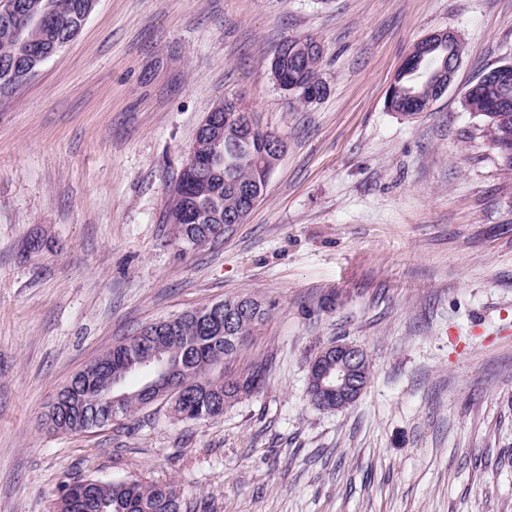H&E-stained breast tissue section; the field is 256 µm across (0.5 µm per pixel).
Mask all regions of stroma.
I'll use <instances>...</instances> for the list:
<instances>
[{
    "label": "stroma",
    "mask_w": 512,
    "mask_h": 512,
    "mask_svg": "<svg viewBox=\"0 0 512 512\" xmlns=\"http://www.w3.org/2000/svg\"><path fill=\"white\" fill-rule=\"evenodd\" d=\"M446 29L465 47L451 87L388 111L413 45ZM303 36L328 91L302 108L270 63ZM508 62L512 0H96L0 99V512H55L77 477L171 479L195 512H512V179L461 106ZM227 97L287 147L244 222L189 248L168 191ZM237 295L272 307L223 368L265 365L259 392L213 421L160 401L49 432L90 361ZM333 341L372 374L330 413L307 374Z\"/></svg>",
    "instance_id": "35a3bbf8"
}]
</instances>
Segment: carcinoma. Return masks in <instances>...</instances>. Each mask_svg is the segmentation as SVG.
I'll return each mask as SVG.
<instances>
[{"instance_id":"obj_1","label":"carcinoma","mask_w":512,"mask_h":512,"mask_svg":"<svg viewBox=\"0 0 512 512\" xmlns=\"http://www.w3.org/2000/svg\"><path fill=\"white\" fill-rule=\"evenodd\" d=\"M25 15L7 19L0 13V98L25 83L11 78L26 63L30 46L50 51L57 43L72 39L94 9L95 0H21ZM298 39L288 45L289 67L282 83L293 76L309 86L326 87L321 63L294 54ZM452 54L446 44L437 45L426 59L408 63L396 74L402 95L393 101V110L413 116L422 109L429 95L434 73L448 65ZM512 101V85L489 83L470 93L464 109L480 119L488 147L497 156L504 174L512 176V123L498 121L494 111L502 100ZM218 125H201L195 141L212 154L204 172L182 171L169 190L165 219L176 225L179 238L201 246L223 234L224 226L241 224L251 203L261 195L251 193L265 185L274 165L262 162V151L269 148L267 130L256 127L252 136L238 133L239 113L224 111ZM271 306L252 296H232L194 307L169 319L145 326L135 336L115 345L74 375L78 385L61 389L48 413L47 423L55 432H87L112 424L113 418H126L148 406L147 390L121 389L123 399L106 409L105 388L109 374L126 379L144 371L138 366L143 352L141 341L164 353L170 360V379L183 389L180 396H165L171 401L172 414L178 420L205 421L224 415V407L260 389L266 367L258 365L242 377H215L212 370L233 358L242 343L254 335L265 321ZM56 512H188L177 486L172 482H103L79 479L64 483L59 492Z\"/></svg>"}]
</instances>
